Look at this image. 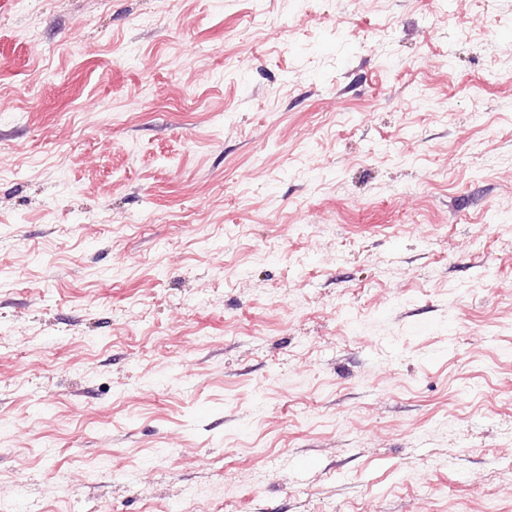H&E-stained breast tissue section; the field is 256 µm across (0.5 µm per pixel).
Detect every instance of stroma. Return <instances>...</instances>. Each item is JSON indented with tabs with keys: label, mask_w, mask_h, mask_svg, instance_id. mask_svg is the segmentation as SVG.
Returning <instances> with one entry per match:
<instances>
[{
	"label": "stroma",
	"mask_w": 512,
	"mask_h": 512,
	"mask_svg": "<svg viewBox=\"0 0 512 512\" xmlns=\"http://www.w3.org/2000/svg\"><path fill=\"white\" fill-rule=\"evenodd\" d=\"M512 512V0H0V507Z\"/></svg>",
	"instance_id": "35a3bbf8"
}]
</instances>
